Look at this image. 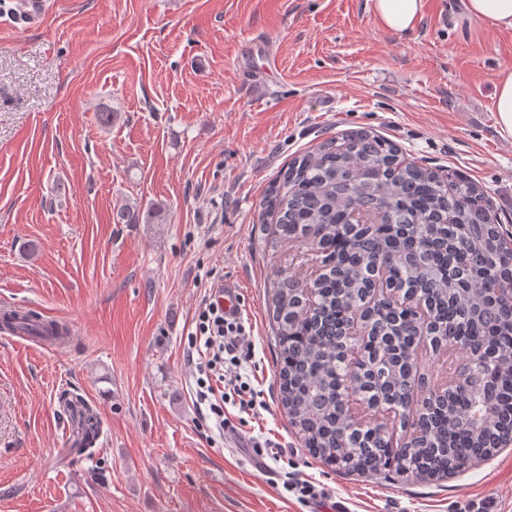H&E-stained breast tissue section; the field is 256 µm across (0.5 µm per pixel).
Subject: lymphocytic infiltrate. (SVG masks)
Segmentation results:
<instances>
[{
    "instance_id": "obj_1",
    "label": "lymphocytic infiltrate",
    "mask_w": 512,
    "mask_h": 512,
    "mask_svg": "<svg viewBox=\"0 0 512 512\" xmlns=\"http://www.w3.org/2000/svg\"><path fill=\"white\" fill-rule=\"evenodd\" d=\"M218 290L205 285L193 323L187 333L185 365L195 406L203 407L202 419L221 436L238 435L225 415L226 407L258 415L265 403L259 398L245 364L251 354V336L240 317H226Z\"/></svg>"
}]
</instances>
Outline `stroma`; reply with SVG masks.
<instances>
[{
    "mask_svg": "<svg viewBox=\"0 0 512 512\" xmlns=\"http://www.w3.org/2000/svg\"><path fill=\"white\" fill-rule=\"evenodd\" d=\"M370 2L49 0L24 25L0 12V298L73 324L57 350L0 334V512H318L287 478L340 512H512V447L439 481L340 474L280 405L266 286L306 275L305 246L253 219L295 155L385 136L478 185L512 234L493 97L512 30L452 26L455 0H425L402 37ZM124 204L162 216L114 223ZM212 271L240 288L282 460L257 465L199 423L184 348ZM66 392L100 420L90 456L66 452Z\"/></svg>",
    "mask_w": 512,
    "mask_h": 512,
    "instance_id": "obj_1",
    "label": "stroma"
}]
</instances>
